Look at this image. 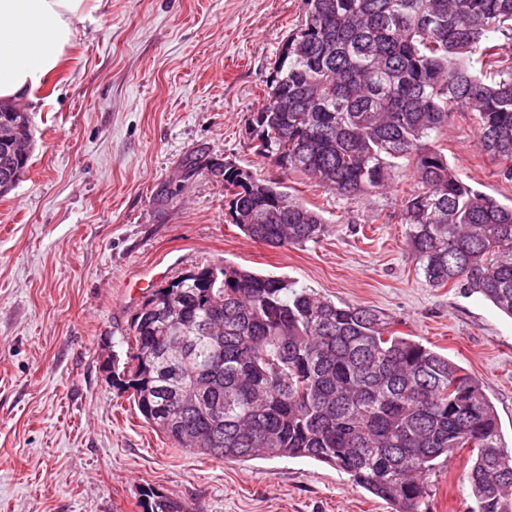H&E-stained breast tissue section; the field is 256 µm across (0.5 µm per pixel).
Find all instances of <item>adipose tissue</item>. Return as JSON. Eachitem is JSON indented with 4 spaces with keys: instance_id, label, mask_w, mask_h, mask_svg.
<instances>
[{
    "instance_id": "obj_1",
    "label": "adipose tissue",
    "mask_w": 512,
    "mask_h": 512,
    "mask_svg": "<svg viewBox=\"0 0 512 512\" xmlns=\"http://www.w3.org/2000/svg\"><path fill=\"white\" fill-rule=\"evenodd\" d=\"M101 0H0V98L39 86L71 46L74 23Z\"/></svg>"
}]
</instances>
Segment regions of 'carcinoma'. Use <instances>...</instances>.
<instances>
[{"instance_id": "obj_1", "label": "carcinoma", "mask_w": 512, "mask_h": 512, "mask_svg": "<svg viewBox=\"0 0 512 512\" xmlns=\"http://www.w3.org/2000/svg\"><path fill=\"white\" fill-rule=\"evenodd\" d=\"M252 122V150L347 200L400 163L407 244L424 282L478 293L512 317V206L463 183L434 137L472 117L512 182V0H304ZM0 105V196L28 167L29 113ZM228 213L270 247L319 242L325 218L281 183L224 165ZM373 308L288 280L202 266L155 290L131 320L112 382L179 448L226 462L306 457L420 512L428 479L460 448L477 512H512V448L480 382L390 329ZM143 512H204L151 491Z\"/></svg>"}]
</instances>
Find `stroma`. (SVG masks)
I'll return each mask as SVG.
<instances>
[{"mask_svg": "<svg viewBox=\"0 0 512 512\" xmlns=\"http://www.w3.org/2000/svg\"><path fill=\"white\" fill-rule=\"evenodd\" d=\"M303 17V0H102L22 98L29 167L0 198V512H143L149 490L204 512H394L308 458L227 463L174 447L113 387L141 302L196 266L284 275L381 311L482 382L512 445V318L425 284L401 222L411 169L347 201L250 149L273 63ZM436 141L463 182L512 203L470 117ZM224 162L284 183L323 215L325 238L271 248L246 237L207 169ZM474 456L463 449L432 474L422 512H471Z\"/></svg>", "mask_w": 512, "mask_h": 512, "instance_id": "35a3bbf8", "label": "stroma"}]
</instances>
